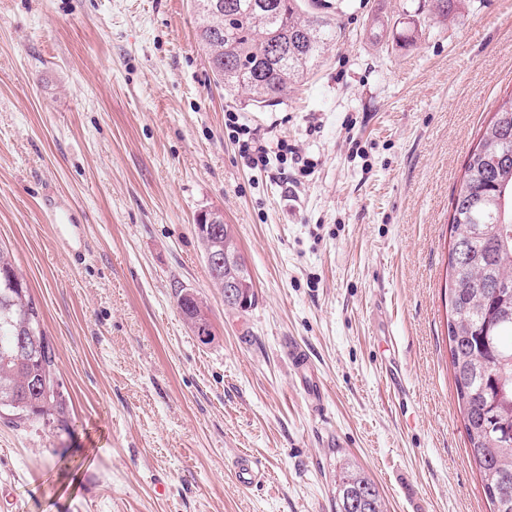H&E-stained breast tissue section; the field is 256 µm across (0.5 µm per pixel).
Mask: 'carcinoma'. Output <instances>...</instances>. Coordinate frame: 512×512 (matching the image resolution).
<instances>
[{
    "label": "carcinoma",
    "mask_w": 512,
    "mask_h": 512,
    "mask_svg": "<svg viewBox=\"0 0 512 512\" xmlns=\"http://www.w3.org/2000/svg\"><path fill=\"white\" fill-rule=\"evenodd\" d=\"M194 0L197 37L214 81L243 89L257 104L280 101L318 66L336 42L339 23L326 0ZM451 236L468 249L457 267L449 251L447 337L468 457L482 481L489 512H512V95L502 99L470 147L452 198ZM196 237L207 253L225 251L229 264L209 267L214 287L228 276L250 281L247 263L229 224ZM178 308L197 336L211 335L199 298L182 292ZM54 349L41 312L9 252L0 250V412L18 423L47 419L68 429L62 396L39 390L54 372ZM377 485L362 472H342L336 512H383Z\"/></svg>",
    "instance_id": "obj_1"
}]
</instances>
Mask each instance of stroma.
Returning a JSON list of instances; mask_svg holds the SVG:
<instances>
[{"label":"stroma","mask_w":512,"mask_h":512,"mask_svg":"<svg viewBox=\"0 0 512 512\" xmlns=\"http://www.w3.org/2000/svg\"><path fill=\"white\" fill-rule=\"evenodd\" d=\"M330 2L335 44L259 107L215 86L193 0H0V248L74 418L0 415V512H336L348 466L386 512H487L444 288L452 195L512 94V0H457L445 21L425 0ZM229 112L307 171L248 167ZM49 189L84 226L82 261L41 210ZM204 211L235 229L248 310L212 285ZM242 456L262 483L237 481ZM181 290L177 305L186 322L194 329L197 336L208 339L211 336L210 324L203 309V304L194 294ZM205 335V336H203Z\"/></svg>","instance_id":"obj_1"}]
</instances>
